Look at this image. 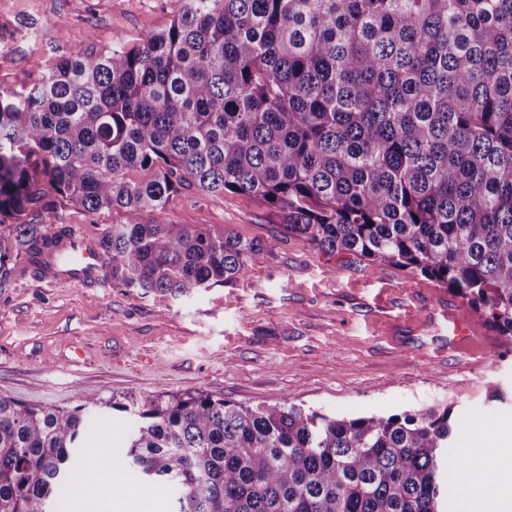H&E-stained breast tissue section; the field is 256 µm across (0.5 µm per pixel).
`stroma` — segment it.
<instances>
[{"mask_svg": "<svg viewBox=\"0 0 512 512\" xmlns=\"http://www.w3.org/2000/svg\"><path fill=\"white\" fill-rule=\"evenodd\" d=\"M185 0H0V91L16 75L40 81L87 45L109 50L170 26ZM60 224L99 237L122 211L89 212L57 199ZM162 218L221 224L270 252L239 280L188 298L141 294L26 274L0 288V398L72 409L84 395L90 445L121 453L134 416L107 401L141 403L204 391L249 406L284 402L336 417L453 407L448 512H473L476 471L512 454V345L467 300L426 277L329 254L288 233L268 208L237 193L182 190ZM478 325L473 350L455 344L448 318ZM502 398H493V390ZM140 512H173L176 492L144 484L125 463Z\"/></svg>", "mask_w": 512, "mask_h": 512, "instance_id": "obj_1", "label": "stroma"}]
</instances>
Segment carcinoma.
Here are the masks:
<instances>
[{
	"label": "carcinoma",
	"instance_id": "carcinoma-1",
	"mask_svg": "<svg viewBox=\"0 0 512 512\" xmlns=\"http://www.w3.org/2000/svg\"><path fill=\"white\" fill-rule=\"evenodd\" d=\"M15 84L0 92V282L48 272L72 235L44 182L124 212L97 240L114 286L178 299L245 277L262 242L143 221L193 185L251 196L331 254L429 277L512 344V0H186L161 32ZM102 405L129 410L0 398V512H56L85 457H112L82 443L83 410ZM451 414L160 396L122 457L180 489L174 512H445L465 466L446 453Z\"/></svg>",
	"mask_w": 512,
	"mask_h": 512
}]
</instances>
